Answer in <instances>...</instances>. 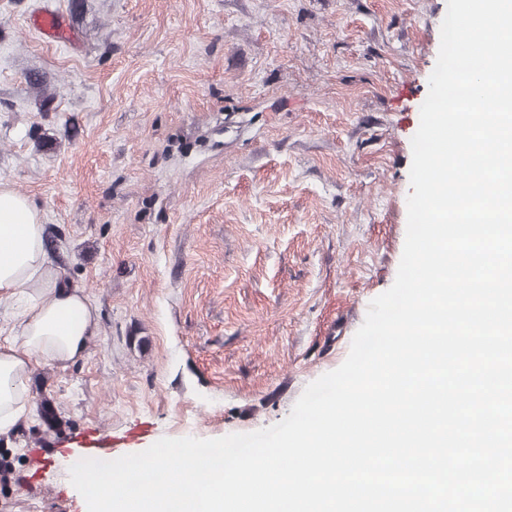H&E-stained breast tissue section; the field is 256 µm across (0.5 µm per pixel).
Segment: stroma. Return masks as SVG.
<instances>
[{"instance_id":"35a3bbf8","label":"stroma","mask_w":512,"mask_h":512,"mask_svg":"<svg viewBox=\"0 0 512 512\" xmlns=\"http://www.w3.org/2000/svg\"><path fill=\"white\" fill-rule=\"evenodd\" d=\"M62 14L75 40L31 17ZM447 0H0V182L99 316L31 372L0 512H87L54 454L90 428L213 439L282 421L346 359L403 252L411 139ZM57 415L54 428L43 405ZM32 25L45 38L53 41L68 39V33L60 21V15L51 11H41L32 17Z\"/></svg>"}]
</instances>
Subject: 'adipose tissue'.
Segmentation results:
<instances>
[{
    "label": "adipose tissue",
    "mask_w": 512,
    "mask_h": 512,
    "mask_svg": "<svg viewBox=\"0 0 512 512\" xmlns=\"http://www.w3.org/2000/svg\"><path fill=\"white\" fill-rule=\"evenodd\" d=\"M46 240L40 211L0 183V293L22 303L0 344V435L16 431L31 412L27 382L33 366L84 358L98 330L95 307L83 290L64 282Z\"/></svg>",
    "instance_id": "1"
}]
</instances>
